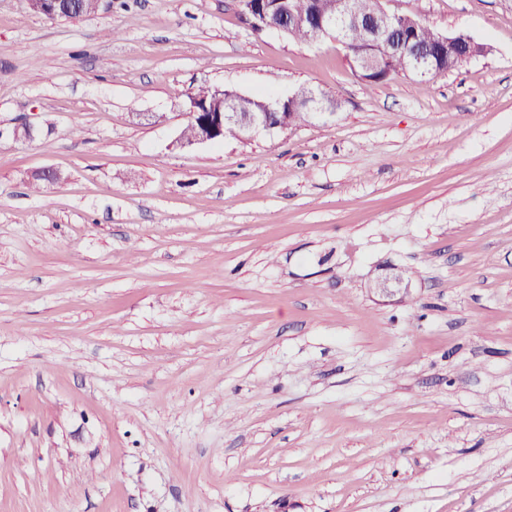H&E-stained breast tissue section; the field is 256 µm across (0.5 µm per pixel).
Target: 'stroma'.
Returning a JSON list of instances; mask_svg holds the SVG:
<instances>
[{
  "mask_svg": "<svg viewBox=\"0 0 512 512\" xmlns=\"http://www.w3.org/2000/svg\"><path fill=\"white\" fill-rule=\"evenodd\" d=\"M395 7L486 54L0 0V512H512V0ZM201 85L336 112L177 146Z\"/></svg>",
  "mask_w": 512,
  "mask_h": 512,
  "instance_id": "obj_1",
  "label": "stroma"
}]
</instances>
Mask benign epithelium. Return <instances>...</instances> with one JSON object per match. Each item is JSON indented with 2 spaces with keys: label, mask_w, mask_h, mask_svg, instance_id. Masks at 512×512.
Listing matches in <instances>:
<instances>
[{
  "label": "benign epithelium",
  "mask_w": 512,
  "mask_h": 512,
  "mask_svg": "<svg viewBox=\"0 0 512 512\" xmlns=\"http://www.w3.org/2000/svg\"><path fill=\"white\" fill-rule=\"evenodd\" d=\"M241 14L256 30H277L288 33L285 20L308 28L319 37L330 36L336 39L346 50V55L353 68L364 72H375L386 68L388 56L383 48L407 57L406 72L429 81L443 70L438 68L439 60L453 52L464 60L477 56L484 46L465 33L438 34L435 42H426L419 36L418 27L406 24L407 13L388 7L390 0H375L373 9L367 16L349 12L346 0H332L330 10L323 11L317 2L310 8L297 13L286 5V0H238ZM47 5L54 16L75 19L81 16L76 0H28V5L39 9ZM365 27L371 33L369 47L364 50H352L347 43V33L351 28ZM213 99L221 103L219 112L200 111L198 100L189 97L190 108L187 119L196 124V135L187 141L179 136L176 143L192 146L219 141L231 135V129H238V135H251L258 131L272 132L289 128L284 121L272 120V114L281 109H301L310 115L332 114L336 102L309 90L300 97L294 93L286 97L259 98L244 95L228 89H214ZM245 100L256 103L250 112L240 111V104Z\"/></svg>",
  "instance_id": "1"
}]
</instances>
